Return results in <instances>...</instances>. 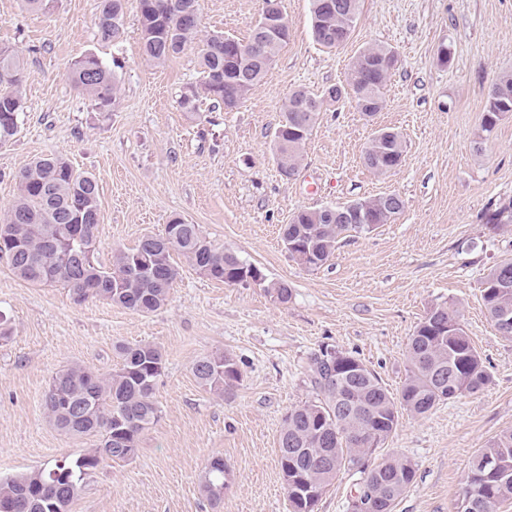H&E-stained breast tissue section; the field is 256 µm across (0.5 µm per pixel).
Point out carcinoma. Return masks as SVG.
<instances>
[{"label": "carcinoma", "mask_w": 512, "mask_h": 512, "mask_svg": "<svg viewBox=\"0 0 512 512\" xmlns=\"http://www.w3.org/2000/svg\"><path fill=\"white\" fill-rule=\"evenodd\" d=\"M311 30L317 44L327 49L344 45L356 25L360 0H310ZM125 0H101L97 35L117 42L124 33L120 19ZM141 39L146 58L162 64L185 45L200 40L202 80L187 86L181 106L197 112L203 101L214 109L236 98L234 79L247 77L257 85L288 41V26L266 36L253 26L241 41L219 32L201 35L199 0H139ZM392 51L379 45L362 49L353 62L347 88L331 86L320 95L299 88L288 95L282 120L274 134L279 172L293 177L322 109L336 102L333 94H350L354 108L373 116L384 106L383 88L394 68ZM24 67L17 50L0 47V145L20 132L26 101L22 92ZM74 87L108 111L118 100L112 69L90 53L72 63ZM501 95H487L482 131L492 134L512 115V72L491 84ZM401 135L389 128L376 130L363 154L367 168L377 174L399 166ZM17 197L0 222V261L32 285L61 283L76 304L106 300L141 313L163 307L179 271L172 254L182 255L204 278L237 285L246 277L264 280L262 271L240 260L230 250L212 243L197 224L172 219L159 234H145L132 248H117L103 261L97 244L101 213L95 177L80 172L60 155L32 160L15 176ZM397 195L369 199L366 222L347 223L336 211L301 209L282 225V241L289 256L301 266H323L346 234L369 233L387 224L398 211L390 203ZM483 224L497 234L512 228V202L496 204L483 214ZM274 300L286 305L292 298L287 282L267 285ZM482 297L496 331L512 338V259L495 264L482 280ZM121 362L108 375L81 365L59 371L44 396V410L54 425L71 435L98 437L94 448L74 458L13 477L0 478V503L22 504L25 512H70L86 480L109 461L132 458L139 435L158 417L154 395L163 372L159 349L148 344L120 348ZM407 376L399 395L356 357L338 350H319L309 360L311 383L317 397L294 406L283 419L278 437V463L291 512H314L318 499L343 470L358 467L395 430L400 413L424 416L440 403L473 394L491 382L452 304L428 310L410 337ZM198 384L222 395L241 380L235 358L215 353L198 358L192 367ZM229 471L224 460L209 462L203 488L217 506L224 497ZM416 469L405 456L393 454L370 469L366 512H393L396 501L414 481ZM512 501V431L495 437L474 457L458 512H499Z\"/></svg>", "instance_id": "carcinoma-1"}]
</instances>
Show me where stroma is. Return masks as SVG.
Returning a JSON list of instances; mask_svg holds the SVG:
<instances>
[{
    "instance_id": "1",
    "label": "stroma",
    "mask_w": 512,
    "mask_h": 512,
    "mask_svg": "<svg viewBox=\"0 0 512 512\" xmlns=\"http://www.w3.org/2000/svg\"><path fill=\"white\" fill-rule=\"evenodd\" d=\"M281 8L288 41L262 82L237 108L192 115L180 95L200 80L199 52L191 44L165 64L148 62L137 0H128L114 44L96 33L100 0H52L43 11L0 0V47L23 57L27 106L20 134L0 145V220L17 195L15 175L55 153L97 180L102 259L179 216L265 276L228 286L183 261L167 304L143 314L74 303L67 288L29 284L0 262V312L11 327L0 340V478L95 446L96 437L64 433L44 412L58 371L78 363L107 374L120 345L150 344L164 360L158 418L133 458L96 471L71 512H291L277 440L288 409L316 396L311 355L326 346L353 354L398 392L415 326L444 302L458 306L491 382L426 416L400 415L366 467L392 453L414 463L415 481L394 512H458L473 457L512 430V340L496 332L481 288L491 266L512 258V234L490 235L480 221L490 203L512 200V116L491 136L481 131L487 89L512 71V0H361L349 41L332 50L312 37L309 0ZM259 12L260 0H201V28L245 40ZM369 45L397 57L382 111L370 120L343 101L327 106L298 173L281 176L273 133L288 94L345 84ZM91 52L119 82L107 112L68 79L72 62ZM379 128L398 131L404 145L401 166L386 174L362 161ZM385 194L401 196L404 209L370 234L340 240L320 269L285 252L279 229L297 209ZM277 281L292 288L288 304L267 291ZM217 351L242 373L221 396L192 374L196 359ZM214 458L231 471L216 507L202 488Z\"/></svg>"
}]
</instances>
